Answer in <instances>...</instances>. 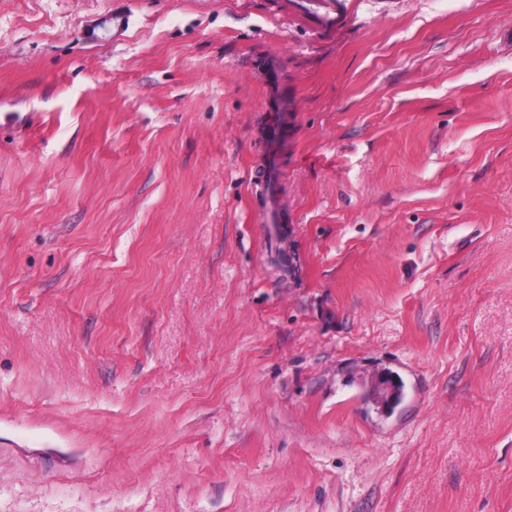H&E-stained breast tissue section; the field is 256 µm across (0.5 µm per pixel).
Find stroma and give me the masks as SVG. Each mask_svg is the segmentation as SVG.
<instances>
[{
	"label": "stroma",
	"instance_id": "stroma-1",
	"mask_svg": "<svg viewBox=\"0 0 512 512\" xmlns=\"http://www.w3.org/2000/svg\"><path fill=\"white\" fill-rule=\"evenodd\" d=\"M7 113L0 512H512V0H0Z\"/></svg>",
	"mask_w": 512,
	"mask_h": 512
}]
</instances>
